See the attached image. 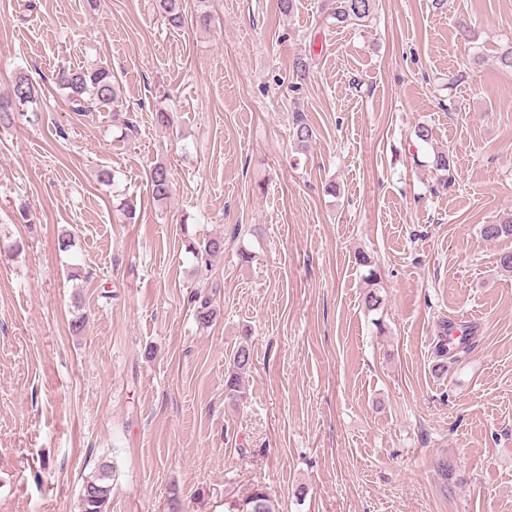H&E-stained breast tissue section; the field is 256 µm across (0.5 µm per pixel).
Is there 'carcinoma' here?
<instances>
[{
	"instance_id": "obj_1",
	"label": "carcinoma",
	"mask_w": 512,
	"mask_h": 512,
	"mask_svg": "<svg viewBox=\"0 0 512 512\" xmlns=\"http://www.w3.org/2000/svg\"><path fill=\"white\" fill-rule=\"evenodd\" d=\"M332 17L336 22L344 24L350 21H364L370 17L375 6V0H335ZM158 13L163 21L173 28H179L184 22L183 5L181 0H157ZM53 83L64 92L66 101L73 112H101L106 108L114 109L121 99L120 86L112 79L109 67L91 63L81 67L62 65L52 74ZM40 84L33 81L27 73L19 71L15 74L11 89L0 96V127L12 123L15 115L28 111L39 98ZM315 137L313 126L307 119L296 114L293 121V139L298 147L305 149ZM150 189L153 198L164 201L169 198L172 181L168 168L159 163L150 171ZM481 236L490 242L503 238H512V215L500 219L493 224H484L480 230ZM188 251L196 258L199 266L210 268V260L224 252V239L209 237L202 240L194 239L188 242ZM359 264L368 267L365 276L367 289L363 304L368 311L381 308L383 299L378 288V274L371 268V260L361 254ZM218 287V283L207 278L199 284V290L191 296L195 303L197 322L207 326L216 318L212 308L208 289ZM462 342L457 347L448 349V325H443V332L435 344V371L444 374L448 365L459 362L470 350L474 331L471 326H462ZM252 353L247 345H240L229 360L224 374V395L233 407L239 406L245 399L243 379L252 369ZM112 470L108 465H102L98 472L87 478L81 488L79 498L80 512H108L112 491ZM241 512H274L271 499L262 490L254 491L242 504Z\"/></svg>"
}]
</instances>
